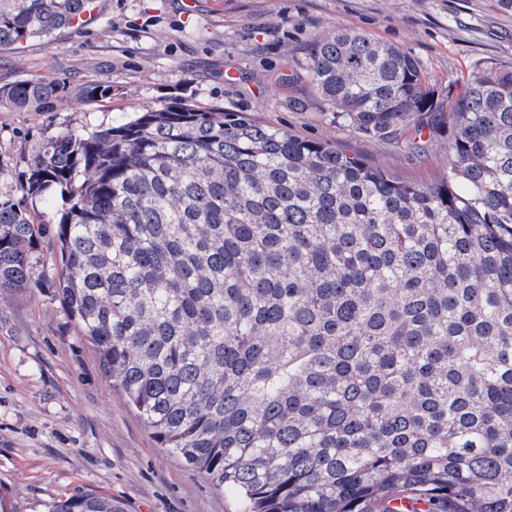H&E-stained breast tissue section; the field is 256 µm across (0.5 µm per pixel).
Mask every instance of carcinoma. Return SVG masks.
<instances>
[{
  "label": "carcinoma",
  "mask_w": 512,
  "mask_h": 512,
  "mask_svg": "<svg viewBox=\"0 0 512 512\" xmlns=\"http://www.w3.org/2000/svg\"><path fill=\"white\" fill-rule=\"evenodd\" d=\"M92 9L0 0V50ZM305 77L379 140L440 111L414 58L360 32L316 42ZM73 93L0 85V109ZM454 113L432 184L183 98L61 131L0 194V295L53 289L160 446L241 512H512V68ZM52 187L69 206L32 223L22 198ZM45 512L125 508L84 492Z\"/></svg>",
  "instance_id": "carcinoma-1"
}]
</instances>
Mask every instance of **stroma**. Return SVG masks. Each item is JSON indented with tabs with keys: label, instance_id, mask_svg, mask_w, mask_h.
<instances>
[{
	"label": "stroma",
	"instance_id": "35a3bbf8",
	"mask_svg": "<svg viewBox=\"0 0 512 512\" xmlns=\"http://www.w3.org/2000/svg\"><path fill=\"white\" fill-rule=\"evenodd\" d=\"M338 29L420 62L447 108L421 149L360 136L323 115L303 71L314 43ZM511 67L512 10L494 0H95L84 24L0 51V85L41 77L114 85L108 100L0 109V192L18 194L38 142L103 129L180 96L429 184L448 164L449 106L475 76ZM88 491L120 500L126 512L238 508L160 447L48 290L2 296L0 499L9 512H44L52 500Z\"/></svg>",
	"mask_w": 512,
	"mask_h": 512
}]
</instances>
